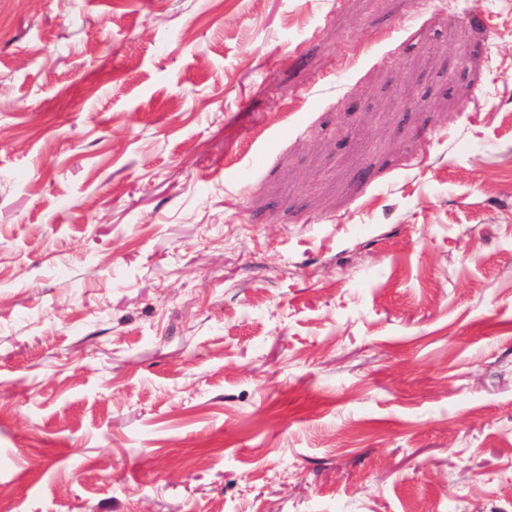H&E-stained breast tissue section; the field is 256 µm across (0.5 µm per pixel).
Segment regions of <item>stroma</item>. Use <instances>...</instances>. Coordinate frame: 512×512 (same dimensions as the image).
<instances>
[{
    "label": "stroma",
    "instance_id": "35a3bbf8",
    "mask_svg": "<svg viewBox=\"0 0 512 512\" xmlns=\"http://www.w3.org/2000/svg\"><path fill=\"white\" fill-rule=\"evenodd\" d=\"M0 502L512 512V0H0Z\"/></svg>",
    "mask_w": 512,
    "mask_h": 512
}]
</instances>
